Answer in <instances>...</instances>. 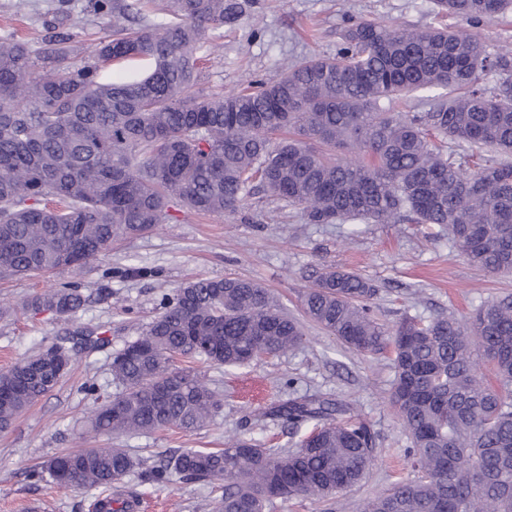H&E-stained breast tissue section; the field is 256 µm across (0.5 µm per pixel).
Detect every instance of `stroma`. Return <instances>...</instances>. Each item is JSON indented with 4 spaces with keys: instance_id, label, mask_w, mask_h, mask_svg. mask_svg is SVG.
<instances>
[{
    "instance_id": "obj_1",
    "label": "stroma",
    "mask_w": 512,
    "mask_h": 512,
    "mask_svg": "<svg viewBox=\"0 0 512 512\" xmlns=\"http://www.w3.org/2000/svg\"><path fill=\"white\" fill-rule=\"evenodd\" d=\"M65 12L82 20L71 57L81 64L100 35L93 0H0V36L38 48L47 23ZM364 19L403 28L460 24L438 15L434 0H251L200 62L195 88L225 93L251 78L273 81L287 64L311 55L334 56L342 30ZM327 266L356 272L376 285L373 314L388 326L406 315L468 317L512 294V275L471 266L447 238L433 236L425 225L308 224L296 207L258 188L237 213L203 216L181 209L152 232L114 242L103 259L83 269L0 278V372L79 327L104 333L108 340L76 356L60 383L0 433V512H96L98 500L118 494L138 501L136 512H211L213 486L176 475L158 486L142 482L133 471L107 489L65 490L47 478L33 480L31 473L80 446L123 448L146 468L182 448L223 447L232 436L291 449L299 434L260 420L259 414L292 396L324 395L349 405L373 434L374 462L366 478L344 495L279 500L272 512H358L363 500L409 477V436L389 404L390 360L354 352L302 311L300 297L312 284V271ZM138 267L153 269V276L135 275ZM224 276L254 280L277 296L300 319L304 345L230 371L189 363V370L205 375L224 398L220 413L197 432L89 436L86 416L95 397L121 390L112 375L114 353L159 313L163 294L198 278ZM64 283L77 285L87 298L77 316L22 311L30 296Z\"/></svg>"
}]
</instances>
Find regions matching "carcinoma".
I'll list each match as a JSON object with an SVG mask.
<instances>
[{
  "instance_id": "cac0c4a2",
  "label": "carcinoma",
  "mask_w": 512,
  "mask_h": 512,
  "mask_svg": "<svg viewBox=\"0 0 512 512\" xmlns=\"http://www.w3.org/2000/svg\"><path fill=\"white\" fill-rule=\"evenodd\" d=\"M474 25L512 0H434ZM247 0H162L120 7L95 0L103 36L71 66L77 34L51 31L33 50L0 37V275L28 276L106 255L112 242L153 231L186 207L233 213L253 185L300 209L307 224H426L470 265L512 272V50L494 52L466 29L387 28L359 21L334 57L301 60L274 81L195 91L198 55L233 25ZM135 14L141 25L127 24ZM149 60L145 76H103L111 63ZM498 76L491 89L480 75ZM441 91L424 112L407 99ZM448 139L465 160L444 149ZM378 288L334 267L302 296L304 315L360 354L389 353V403L411 436L413 477L365 501L362 512H512V295L468 319L395 327L370 314ZM83 293L63 285L24 304L76 314ZM161 312L112 359L121 392L95 404L90 430L194 432L222 406L205 376L174 357L237 368L254 340L280 357L303 343L300 323L267 289L242 277L201 278L163 295ZM106 339L76 332L0 372V432ZM491 363L479 373L474 350ZM309 433L284 453L231 437L216 451L183 448L143 472L216 483L211 512H265L274 500L323 499L356 486L373 462L370 429L325 396L290 397L261 414ZM140 465L123 448H80L43 472L63 488H106Z\"/></svg>"
}]
</instances>
